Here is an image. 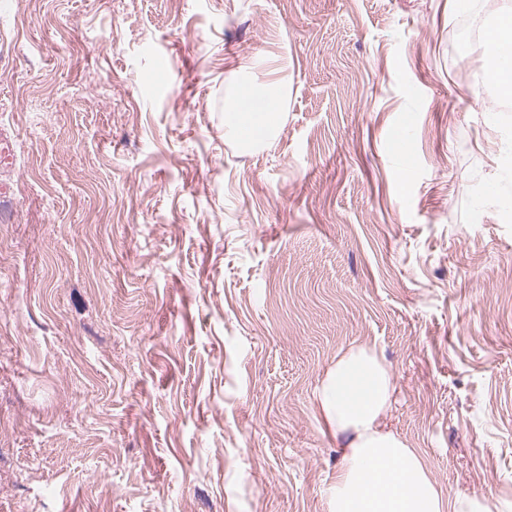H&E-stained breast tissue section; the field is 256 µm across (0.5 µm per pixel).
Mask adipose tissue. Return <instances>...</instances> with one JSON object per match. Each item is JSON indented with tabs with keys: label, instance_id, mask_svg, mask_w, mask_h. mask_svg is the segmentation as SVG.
<instances>
[{
	"label": "adipose tissue",
	"instance_id": "obj_1",
	"mask_svg": "<svg viewBox=\"0 0 512 512\" xmlns=\"http://www.w3.org/2000/svg\"><path fill=\"white\" fill-rule=\"evenodd\" d=\"M485 66L501 94L512 97V12L498 14L485 33ZM231 132L259 120L271 129L280 110L278 91L247 82L233 88ZM391 372L375 346L340 350L314 391L325 428L342 440L341 467L326 492V512H496L485 498H444L418 449L388 429L394 403Z\"/></svg>",
	"mask_w": 512,
	"mask_h": 512
}]
</instances>
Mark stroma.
<instances>
[{"instance_id":"obj_1","label":"stroma","mask_w":512,"mask_h":512,"mask_svg":"<svg viewBox=\"0 0 512 512\" xmlns=\"http://www.w3.org/2000/svg\"><path fill=\"white\" fill-rule=\"evenodd\" d=\"M509 8L0 0V512H326L354 342L443 495L512 505V99L459 31ZM233 96L235 104L228 120L230 132L238 137L241 123L257 119L268 132V138L280 111L279 92L244 82L235 83Z\"/></svg>"}]
</instances>
